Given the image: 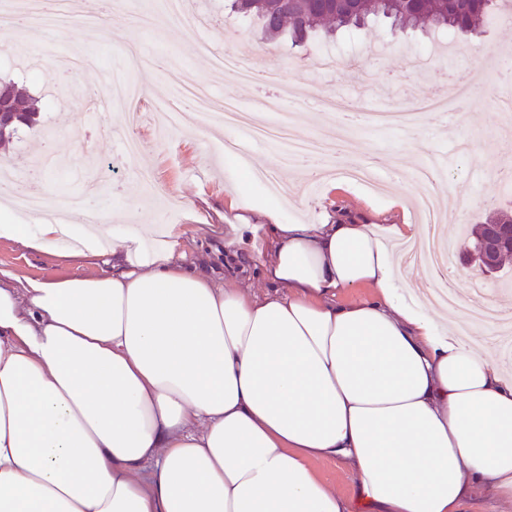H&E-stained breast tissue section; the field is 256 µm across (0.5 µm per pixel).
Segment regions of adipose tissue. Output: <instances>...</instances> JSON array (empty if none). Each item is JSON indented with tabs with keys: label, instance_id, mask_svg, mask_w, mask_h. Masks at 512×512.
<instances>
[{
	"label": "adipose tissue",
	"instance_id": "adipose-tissue-1",
	"mask_svg": "<svg viewBox=\"0 0 512 512\" xmlns=\"http://www.w3.org/2000/svg\"><path fill=\"white\" fill-rule=\"evenodd\" d=\"M90 276L0 269V512H465L512 505V374L472 301L415 292L424 224H228L272 291L219 283L177 224L17 221ZM369 287L340 302L342 288ZM343 460L351 495L313 469Z\"/></svg>",
	"mask_w": 512,
	"mask_h": 512
}]
</instances>
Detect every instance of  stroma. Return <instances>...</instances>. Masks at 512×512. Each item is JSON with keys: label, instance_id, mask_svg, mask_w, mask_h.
<instances>
[{"label": "stroma", "instance_id": "stroma-1", "mask_svg": "<svg viewBox=\"0 0 512 512\" xmlns=\"http://www.w3.org/2000/svg\"><path fill=\"white\" fill-rule=\"evenodd\" d=\"M113 18L101 19L96 27L78 25L47 33L37 28L18 36L0 28V49L12 47L9 64L0 65V76L23 84L40 102L34 123L19 133L7 147L0 148V182L12 180L19 188L51 189L54 197L88 194L91 207L101 213L121 214L135 210L145 224H184L186 245L193 256L202 258L215 277H223L224 227L248 220L264 223L268 208L278 207L281 222L321 224L340 212L366 214L378 224L414 221L412 199L421 193L410 170L438 164L453 196H466L464 210L449 207V233L483 221L489 206L512 210V196H505L496 174L495 160L503 158L501 130L502 101H512V77L496 67L493 48L512 50V22L484 23L478 32L456 41L454 51L435 59L423 71L413 68L409 57L432 44L435 33L394 31L379 23L358 35L336 39L339 59H356L365 73L354 83L348 70L331 74L316 72L307 63L319 47L312 41L301 48H279L262 43L256 23L240 18L248 36L239 43L256 72L278 68L284 87L292 98L284 102L293 113L300 135L321 140L325 152L343 159L345 165H361L388 184L384 196H376L365 185L329 173L316 195H309L295 167L278 165L282 176L293 183L288 198L271 202L262 184L244 179V167L227 157L224 143L236 141L250 149L252 165L274 159L267 142L254 139L243 129L223 124L202 125L198 106L188 95L180 97L178 123L159 130L150 115L159 101L175 95L166 69L154 68L155 59L169 56L180 61L183 85L209 87L215 106L232 101L252 109L271 89L261 84L233 80L212 68L207 57L196 54L197 36L222 48L224 20L230 15L224 0H184L187 14L198 17L199 28L171 23L154 4L151 24L140 20V0H118ZM137 47L140 60L129 66L127 50ZM485 74L483 87L458 110L435 115L417 124L384 127L373 113L410 109L435 94L442 83L467 74ZM122 76L146 87L138 106L125 110L103 102L87 105V98L107 88L113 77ZM340 93L353 100L362 120L344 125L341 117L320 114L302 106L304 98ZM138 137L142 149L128 156L123 149L127 137ZM155 175L146 186L141 172ZM240 186L247 207H240L228 187ZM453 285L459 295H470L473 284H481L492 295L512 299V257L501 271L486 277L472 264L461 246L453 248ZM0 269L25 279L51 273L60 277L91 275L98 266L92 259L65 260L28 250L19 243L0 239Z\"/></svg>", "mask_w": 512, "mask_h": 512}]
</instances>
